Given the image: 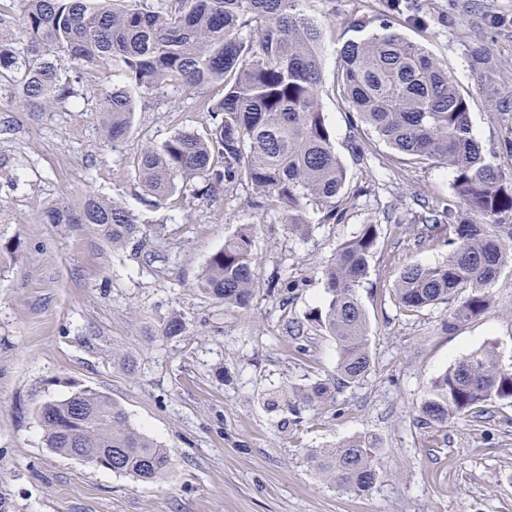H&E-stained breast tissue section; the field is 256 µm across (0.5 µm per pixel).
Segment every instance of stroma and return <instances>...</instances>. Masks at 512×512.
<instances>
[{"label":"stroma","mask_w":512,"mask_h":512,"mask_svg":"<svg viewBox=\"0 0 512 512\" xmlns=\"http://www.w3.org/2000/svg\"><path fill=\"white\" fill-rule=\"evenodd\" d=\"M431 13L428 35L406 29L470 90L472 132L487 156L512 167V114L490 112L474 90L468 50L484 40L492 64L512 83V0H417ZM376 0H308L322 20L321 104L348 171L341 223L309 207L307 236L289 233L280 212L254 208L242 183L215 200L176 192L153 205L136 176L141 149L181 130L205 134L207 113L191 101L137 97L131 129L108 137L97 98L67 112H35L0 88V488L19 512H512V402L493 401L481 417L423 428L420 406L431 382L461 357L496 348L512 364V266L491 288L492 305L448 332L445 307L399 308L394 283L413 263L446 258L443 242L415 244L387 215L413 209L414 195L455 204L453 175L414 163L351 123L336 93V52L349 34L342 15ZM120 203L141 225L143 242L112 247L96 224H53V207L86 199ZM376 222L378 246L359 298L367 315L373 368L333 401L302 406L295 421L269 411L272 389L331 382L334 340L310 331L287 336L325 300L322 269L338 246ZM254 229L260 258L248 308H225L198 286L209 257L241 225ZM287 290L269 292L271 277ZM175 314L185 336L161 328ZM89 387L108 396L131 424L167 448L172 468L144 483L51 451L37 415L49 399ZM370 433L381 442L378 478L366 493L332 488L309 467L311 450Z\"/></svg>","instance_id":"obj_1"}]
</instances>
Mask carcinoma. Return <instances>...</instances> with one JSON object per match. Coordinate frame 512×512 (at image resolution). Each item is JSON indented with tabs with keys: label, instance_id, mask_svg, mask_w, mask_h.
<instances>
[{
	"label": "carcinoma",
	"instance_id": "1",
	"mask_svg": "<svg viewBox=\"0 0 512 512\" xmlns=\"http://www.w3.org/2000/svg\"><path fill=\"white\" fill-rule=\"evenodd\" d=\"M305 0H23L22 17L0 13V83L18 90L37 111L86 104L84 70L117 69L126 86L107 91L99 103L112 142L125 138L135 112L130 89L194 97L209 113L211 128L189 130L137 158L144 191L159 202L178 185L201 180L192 195L229 192L245 180L254 206L282 211L295 234L309 233L308 207L324 208L323 221L338 223V202L347 170L336 153L321 108V27L303 9ZM402 0H387L389 21L362 34L371 20L348 16L342 24L358 33L340 47L337 87L354 116L393 150L416 163L431 161L453 173L455 207L427 200L421 210L396 220L414 224L433 242L444 232L447 258L401 268L394 285L408 310L451 305L445 328L454 331L490 307L489 288L512 264V170L483 152L472 134L470 93L462 90L421 44L395 28ZM478 89L493 107L512 101L482 42L470 46ZM58 224H98L114 246L143 234L123 206L87 199L79 211L54 210ZM377 224L363 225L342 243L323 270L326 301L307 321L336 341L337 383L367 379L372 356L367 318L358 290L377 249ZM259 259L245 226L212 254L200 287L226 307L247 308L254 296ZM302 404L330 396L326 383L296 387ZM512 401V366L495 349L474 351L436 377L421 407L423 425L435 428L492 401ZM51 450L86 464L154 482L171 469V457L134 428L125 411L91 388L42 404L37 410ZM380 443L353 436L311 451L307 460L328 484L361 494L377 479Z\"/></svg>",
	"mask_w": 512,
	"mask_h": 512
}]
</instances>
